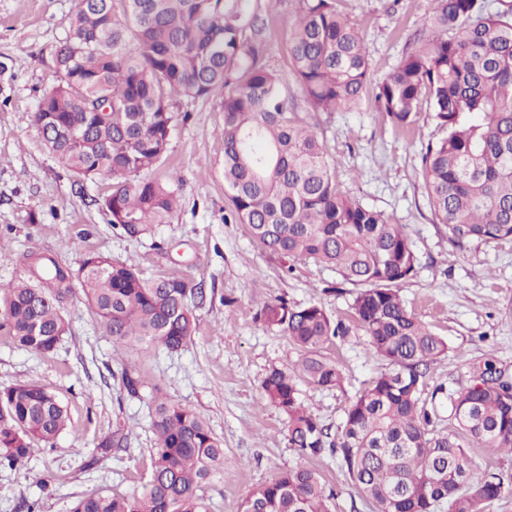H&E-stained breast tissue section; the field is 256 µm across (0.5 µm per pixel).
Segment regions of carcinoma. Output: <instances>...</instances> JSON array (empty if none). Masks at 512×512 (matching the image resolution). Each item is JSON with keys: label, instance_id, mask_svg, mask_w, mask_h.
<instances>
[{"label": "carcinoma", "instance_id": "cac0c4a2", "mask_svg": "<svg viewBox=\"0 0 512 512\" xmlns=\"http://www.w3.org/2000/svg\"><path fill=\"white\" fill-rule=\"evenodd\" d=\"M338 0H299L290 23L291 75L317 112H348L368 85L360 27ZM432 13L395 70L376 87V112L393 128L413 129L427 103L442 136L422 154L435 223L462 249L473 241L512 240V5L496 0H432ZM259 16L250 0H78L69 36L55 49V85L34 122L44 144L76 176L113 179L103 210L129 238L169 223L172 180L143 179L167 152L178 98L219 93L224 112V223L244 225L253 241L284 259L331 268L356 291L350 309L369 353L391 369L374 377L344 411L336 433L299 399L298 383L343 385L324 345L349 327L313 303L266 301L254 317L302 352L295 366L270 370L266 400L287 418L288 447L303 460L330 454L373 512H486L512 493V476L476 468L471 448L512 453V383L492 364L481 379L426 393L431 364L448 343L410 312L399 286L418 258L401 224L340 192L323 140L288 111L284 78L259 60L248 32ZM32 280L0 284V335L16 347L55 353L69 332L65 303L77 281L86 305L112 341L138 350L186 347L197 333L203 294L175 276L146 279L125 262L85 253L76 268L27 255ZM139 395L135 369L120 373ZM446 394L448 428H437V394ZM150 476L129 494L79 497L70 512H210L207 483L224 474V444L197 411L152 388ZM68 427L52 390L0 389V468L25 466L37 442ZM127 446L116 429L84 461L93 468ZM320 472L298 466L253 490L242 512H334Z\"/></svg>", "mask_w": 512, "mask_h": 512}]
</instances>
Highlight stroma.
<instances>
[{"instance_id":"stroma-1","label":"stroma","mask_w":512,"mask_h":512,"mask_svg":"<svg viewBox=\"0 0 512 512\" xmlns=\"http://www.w3.org/2000/svg\"><path fill=\"white\" fill-rule=\"evenodd\" d=\"M78 0H0V283L28 277L24 254L53 257L72 266L85 252L131 263L144 277L177 275L204 289L195 315L198 333L183 350L137 352L114 344L90 315L82 291H74L64 315L70 333L55 354L17 348L0 337V388L33 383L53 390L67 407L68 429L52 448L36 449L25 473L0 469V512H68L79 496L129 493L150 470L154 442L148 389L201 413L224 442V475L205 488L211 512H242L244 498L281 471L299 465L289 448L286 417L262 395L271 367L294 365L299 350L284 333L253 314L278 298L302 306L320 304L344 318L351 287L336 291L330 268L288 261L258 246L244 225L224 221L223 113L219 97L178 100L165 160L155 178L174 179L179 206L168 224L147 236L117 235L101 207L109 177L75 176L42 143L34 127L38 102L54 83L53 50L68 33ZM261 15L262 58L285 75L282 94L290 111L323 139L336 185L344 194L404 225L419 259L417 275L404 282L407 308L435 334L447 338V358L435 362L429 387L467 383L485 363L512 377V240L471 242L459 251L433 221L421 177L422 151L441 132L428 110L413 131L395 130L370 99L349 112H315L289 77V23L298 0H252ZM339 9L364 34L371 83L392 73L422 29L430 0H339ZM341 369V388L300 384L308 411L329 428L341 422L351 397L388 371L367 353L358 332L326 345ZM135 363L148 384L128 396L118 374ZM130 433L127 449L92 470L83 459L116 425ZM336 494V512H372L335 459L313 463Z\"/></svg>"}]
</instances>
